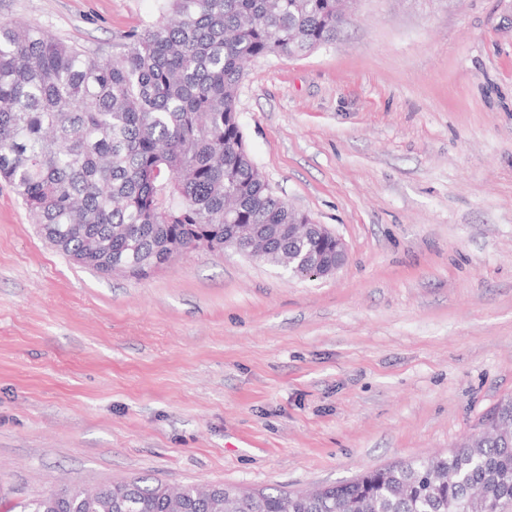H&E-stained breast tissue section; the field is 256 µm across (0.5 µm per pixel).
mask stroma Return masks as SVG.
Instances as JSON below:
<instances>
[{"label":"stroma","mask_w":512,"mask_h":512,"mask_svg":"<svg viewBox=\"0 0 512 512\" xmlns=\"http://www.w3.org/2000/svg\"><path fill=\"white\" fill-rule=\"evenodd\" d=\"M159 0H0L115 53ZM246 149L348 258L74 265L0 180V512L67 485L297 491L447 453L512 396V0H358L253 61Z\"/></svg>","instance_id":"1"}]
</instances>
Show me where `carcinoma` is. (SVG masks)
Listing matches in <instances>:
<instances>
[{
    "label": "carcinoma",
    "mask_w": 512,
    "mask_h": 512,
    "mask_svg": "<svg viewBox=\"0 0 512 512\" xmlns=\"http://www.w3.org/2000/svg\"><path fill=\"white\" fill-rule=\"evenodd\" d=\"M165 14L103 59L32 24L0 22V179L75 265L144 277L195 240L224 253L268 226L264 263H329V243L288 233L311 218L276 196L245 147L236 108L247 65L336 39V0H163ZM497 433L448 454L368 470L315 497L276 489L229 512H512V398ZM139 512H174L163 484L132 479ZM80 486L33 512H117L115 488ZM209 512L207 488H175Z\"/></svg>",
    "instance_id": "obj_1"
}]
</instances>
